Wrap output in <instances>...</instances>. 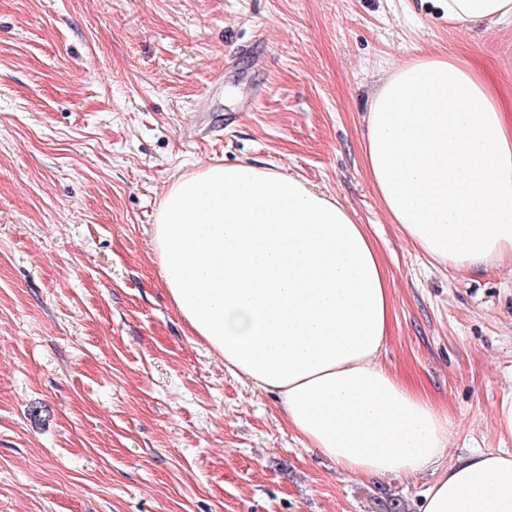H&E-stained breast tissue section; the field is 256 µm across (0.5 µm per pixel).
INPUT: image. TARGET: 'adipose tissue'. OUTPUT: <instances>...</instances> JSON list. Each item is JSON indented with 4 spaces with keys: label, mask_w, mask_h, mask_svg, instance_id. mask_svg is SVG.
<instances>
[{
    "label": "adipose tissue",
    "mask_w": 512,
    "mask_h": 512,
    "mask_svg": "<svg viewBox=\"0 0 512 512\" xmlns=\"http://www.w3.org/2000/svg\"><path fill=\"white\" fill-rule=\"evenodd\" d=\"M437 2L460 28L512 17V0ZM363 152L415 247L455 269L512 264V125L462 56L392 66ZM153 247L191 333L277 394L304 447L358 477L436 469L420 512H512V453L439 468L447 415L380 365L389 280L341 201L272 167L207 164L166 191Z\"/></svg>",
    "instance_id": "adipose-tissue-1"
}]
</instances>
